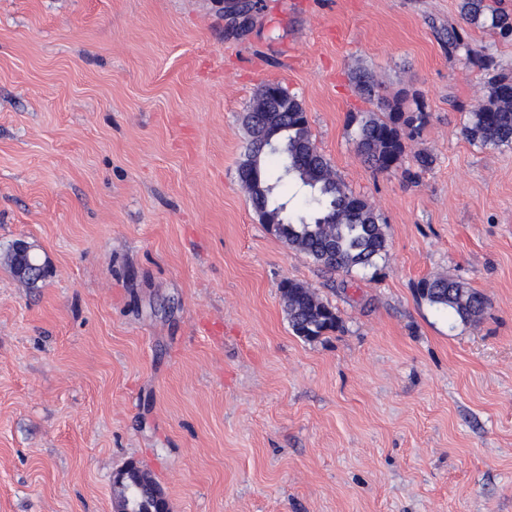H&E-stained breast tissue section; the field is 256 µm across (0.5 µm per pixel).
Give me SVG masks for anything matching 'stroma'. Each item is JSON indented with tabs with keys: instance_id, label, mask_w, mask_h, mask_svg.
Wrapping results in <instances>:
<instances>
[{
	"instance_id": "obj_1",
	"label": "stroma",
	"mask_w": 512,
	"mask_h": 512,
	"mask_svg": "<svg viewBox=\"0 0 512 512\" xmlns=\"http://www.w3.org/2000/svg\"><path fill=\"white\" fill-rule=\"evenodd\" d=\"M258 2L242 30L223 0H0V512H113L130 462L171 512H512V146L462 135L486 71L441 33L509 76L512 39L461 0ZM359 71L430 114L400 169L356 150ZM268 82L379 215L376 267L260 224L237 166ZM433 276L482 319L420 300ZM286 280L339 329L295 336ZM448 42V53L453 54L459 49H464V54L467 60L474 61L486 57L481 49L473 48L464 42L462 33L456 27H448L446 33ZM30 246L28 243L20 239L15 245L17 272L22 278H36L43 275L45 266L39 261H31L29 259ZM417 291L431 305L448 309L450 315L463 323L475 322L484 314L487 305L483 293L456 279H425L419 283Z\"/></svg>"
}]
</instances>
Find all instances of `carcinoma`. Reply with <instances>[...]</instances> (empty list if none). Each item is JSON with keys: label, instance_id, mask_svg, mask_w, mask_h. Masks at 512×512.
<instances>
[{"label": "carcinoma", "instance_id": "carcinoma-1", "mask_svg": "<svg viewBox=\"0 0 512 512\" xmlns=\"http://www.w3.org/2000/svg\"><path fill=\"white\" fill-rule=\"evenodd\" d=\"M463 20L487 29L503 39L512 37V16L491 10L485 0H462ZM448 53L464 49L467 60L484 57L482 50L464 42L462 33L449 27ZM359 94L377 98L379 84L366 75L355 77ZM512 79L492 77L484 101L468 113L463 135L483 148L512 144ZM286 112H248L243 117L247 142L237 168V176L249 193L258 216L274 215L278 223L267 229L288 246L323 269L349 272L366 269L386 254L387 238L379 215L365 198L350 190L332 169L315 144L306 112L298 97L286 94ZM429 113L421 103L407 110L402 100L378 98V111L352 112L348 124L357 127V150L380 172L401 167L406 152L405 139L419 134ZM273 134L281 142L277 152L259 150L262 134ZM293 185L304 193L305 205L290 207L282 191ZM418 294L432 305L448 309L463 323L484 314L485 295L463 281L433 278L421 281ZM282 296L292 331L313 340L340 328L334 308L320 300L308 287L291 280L282 283ZM140 468L129 466L125 483L129 512H156L154 489L138 481Z\"/></svg>", "mask_w": 512, "mask_h": 512}]
</instances>
